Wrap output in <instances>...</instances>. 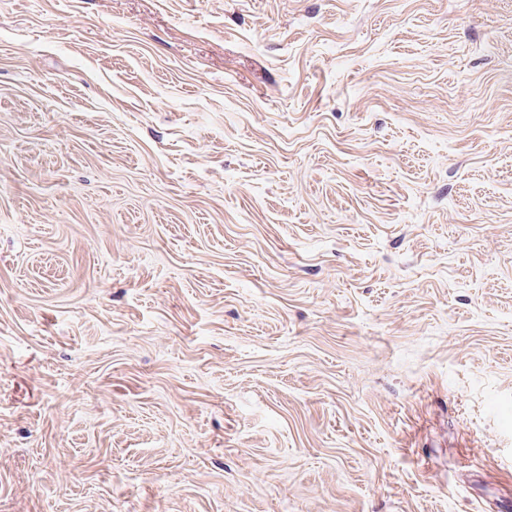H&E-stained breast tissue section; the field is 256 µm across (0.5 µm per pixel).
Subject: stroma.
<instances>
[{"label": "stroma", "mask_w": 512, "mask_h": 512, "mask_svg": "<svg viewBox=\"0 0 512 512\" xmlns=\"http://www.w3.org/2000/svg\"><path fill=\"white\" fill-rule=\"evenodd\" d=\"M512 0H0V512H499Z\"/></svg>", "instance_id": "obj_1"}]
</instances>
